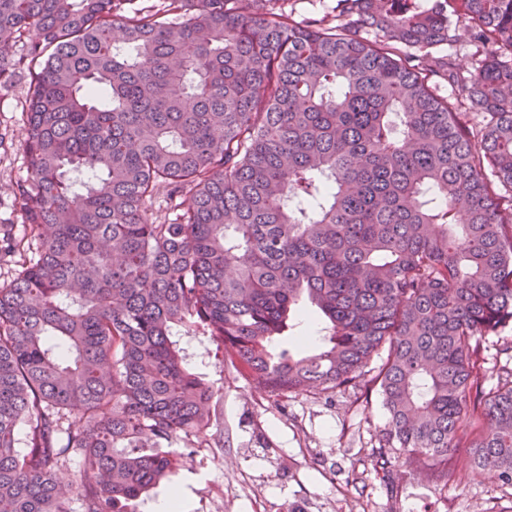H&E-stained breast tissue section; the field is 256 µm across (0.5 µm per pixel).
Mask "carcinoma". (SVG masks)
Instances as JSON below:
<instances>
[{
  "instance_id": "obj_1",
  "label": "carcinoma",
  "mask_w": 512,
  "mask_h": 512,
  "mask_svg": "<svg viewBox=\"0 0 512 512\" xmlns=\"http://www.w3.org/2000/svg\"><path fill=\"white\" fill-rule=\"evenodd\" d=\"M287 2L0 0V90L17 43L33 75L0 512H137L212 428L193 333L273 396L378 388L389 475L398 450L448 480L468 430L474 470L512 485V368L481 387L512 331V0H336L317 26ZM450 14L470 70L434 52ZM500 343V342H499ZM498 343V346H499ZM492 344L495 345V343H489L490 349L488 351L487 356V364L486 366V372L484 377V387L486 389H489L491 386L495 385L496 378L499 372V368L503 365H507L508 367L512 368V359L509 358V355L505 354H497V348L496 346H492Z\"/></svg>"
}]
</instances>
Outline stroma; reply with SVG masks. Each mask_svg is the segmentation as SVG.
Returning <instances> with one entry per match:
<instances>
[{
  "label": "stroma",
  "mask_w": 512,
  "mask_h": 512,
  "mask_svg": "<svg viewBox=\"0 0 512 512\" xmlns=\"http://www.w3.org/2000/svg\"><path fill=\"white\" fill-rule=\"evenodd\" d=\"M32 75L23 66L0 91V285L12 278L6 255L25 234L16 185L27 177L24 119ZM191 367L216 390L214 426L207 447L141 503L154 506L169 489L182 495L184 512H512V487L497 474L469 466V438L450 459L447 485L416 467L386 486L375 467L387 411L377 389L360 386L333 395L269 396L236 374L216 344L183 337Z\"/></svg>",
  "instance_id": "obj_1"
}]
</instances>
